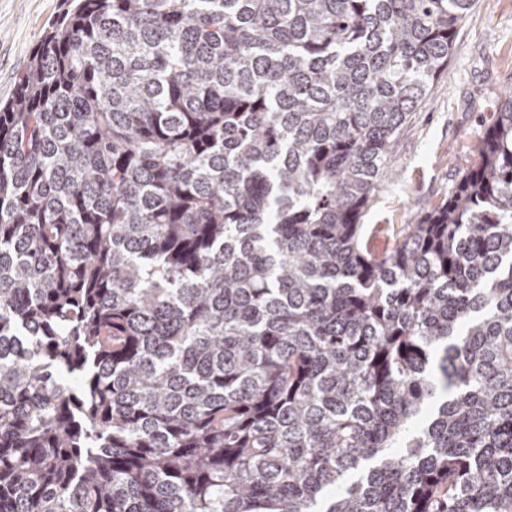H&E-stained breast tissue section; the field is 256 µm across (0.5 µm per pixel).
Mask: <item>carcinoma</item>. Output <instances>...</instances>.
<instances>
[{
    "instance_id": "obj_1",
    "label": "carcinoma",
    "mask_w": 512,
    "mask_h": 512,
    "mask_svg": "<svg viewBox=\"0 0 512 512\" xmlns=\"http://www.w3.org/2000/svg\"><path fill=\"white\" fill-rule=\"evenodd\" d=\"M474 0H71L0 107V512H512V91L364 211Z\"/></svg>"
}]
</instances>
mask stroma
Instances as JSON below:
<instances>
[{"instance_id":"stroma-1","label":"stroma","mask_w":512,"mask_h":512,"mask_svg":"<svg viewBox=\"0 0 512 512\" xmlns=\"http://www.w3.org/2000/svg\"><path fill=\"white\" fill-rule=\"evenodd\" d=\"M64 0H0V102L9 100ZM512 88V0H476L448 67L396 141L388 171L362 217L379 252L440 206L474 160V146Z\"/></svg>"}]
</instances>
